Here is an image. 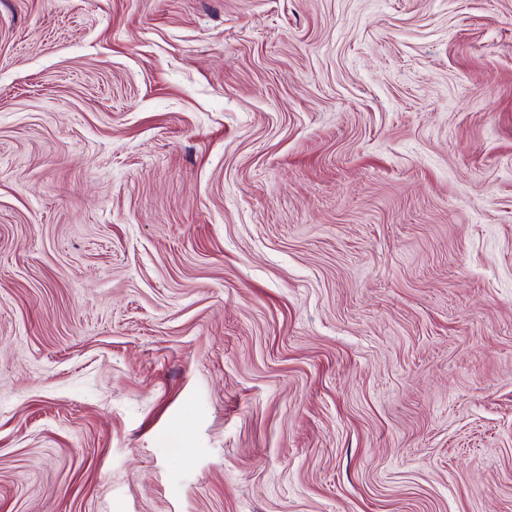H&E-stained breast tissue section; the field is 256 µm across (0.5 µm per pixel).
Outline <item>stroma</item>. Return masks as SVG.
Instances as JSON below:
<instances>
[{"mask_svg": "<svg viewBox=\"0 0 512 512\" xmlns=\"http://www.w3.org/2000/svg\"><path fill=\"white\" fill-rule=\"evenodd\" d=\"M0 512H512V0H0Z\"/></svg>", "mask_w": 512, "mask_h": 512, "instance_id": "stroma-1", "label": "stroma"}]
</instances>
